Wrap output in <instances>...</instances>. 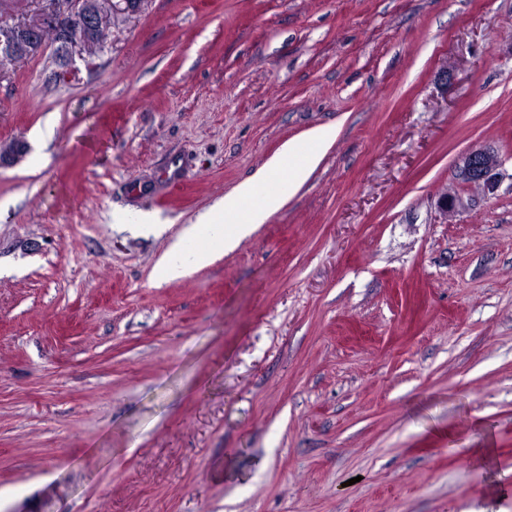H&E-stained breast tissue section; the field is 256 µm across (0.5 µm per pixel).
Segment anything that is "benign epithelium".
I'll return each mask as SVG.
<instances>
[{"instance_id": "1", "label": "benign epithelium", "mask_w": 512, "mask_h": 512, "mask_svg": "<svg viewBox=\"0 0 512 512\" xmlns=\"http://www.w3.org/2000/svg\"><path fill=\"white\" fill-rule=\"evenodd\" d=\"M4 15H23V18L0 26V55L5 58L31 57L52 46L62 74L75 75V58L92 56L98 45L97 37L112 17L139 12L141 5L130 6L129 0H42V7L31 15L25 14L26 0H10L3 5ZM25 153V145L14 141L0 148V167L15 164ZM501 157L490 144L474 146L457 160L451 187L440 197L444 217L474 206L477 198L466 195L470 189L481 191L489 198L498 187Z\"/></svg>"}]
</instances>
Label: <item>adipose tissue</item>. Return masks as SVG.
I'll return each mask as SVG.
<instances>
[{"mask_svg": "<svg viewBox=\"0 0 512 512\" xmlns=\"http://www.w3.org/2000/svg\"><path fill=\"white\" fill-rule=\"evenodd\" d=\"M336 125L317 126L286 141L250 178L227 192L180 233L160 264L174 280L232 251L237 240L266 223L298 193L334 144Z\"/></svg>", "mask_w": 512, "mask_h": 512, "instance_id": "ef3b65f1", "label": "adipose tissue"}]
</instances>
